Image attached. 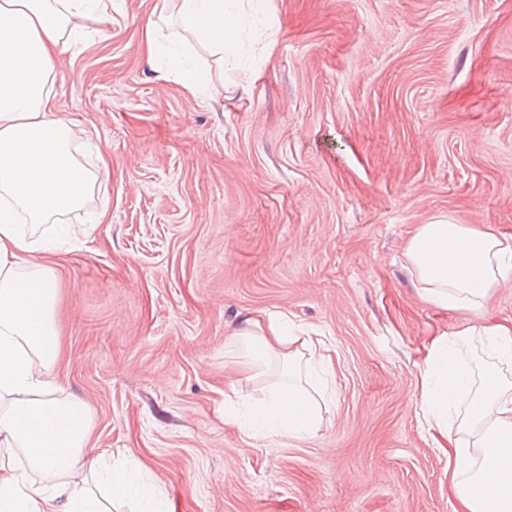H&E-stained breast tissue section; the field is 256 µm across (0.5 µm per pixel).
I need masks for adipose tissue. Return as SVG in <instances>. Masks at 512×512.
<instances>
[{"mask_svg": "<svg viewBox=\"0 0 512 512\" xmlns=\"http://www.w3.org/2000/svg\"><path fill=\"white\" fill-rule=\"evenodd\" d=\"M168 0L146 27L148 58L193 97L220 95L200 77L189 48L242 67L248 24L272 25L264 0H179L177 40L158 38ZM107 0H0V512H105L88 477L105 456L91 440L85 404L53 396L44 378L57 357V284L52 240L34 226L81 208L97 177L73 154L80 131L56 116V60L88 26L105 22ZM405 256L428 304L480 311L512 288V238L493 227L436 222L409 240ZM237 376L265 375L272 358L289 368L322 355L324 340L295 331L286 313H254L233 332ZM317 393L280 382L240 395L243 434L315 436L325 419ZM421 408L433 438L447 441L455 512H512V328L472 325L437 337L421 376Z\"/></svg>", "mask_w": 512, "mask_h": 512, "instance_id": "ef3b65f1", "label": "adipose tissue"}]
</instances>
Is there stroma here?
<instances>
[{
    "label": "stroma",
    "mask_w": 512,
    "mask_h": 512,
    "mask_svg": "<svg viewBox=\"0 0 512 512\" xmlns=\"http://www.w3.org/2000/svg\"><path fill=\"white\" fill-rule=\"evenodd\" d=\"M154 3L112 0L109 37L60 57L74 151L109 174L64 218L48 378L161 512H454L421 374L435 336L511 324L512 288L478 316L434 307L404 251L437 220L512 235V0H270L254 82L197 48L224 86L205 100L148 63ZM257 311L326 339L314 437L224 420L229 335Z\"/></svg>",
    "instance_id": "1"
}]
</instances>
